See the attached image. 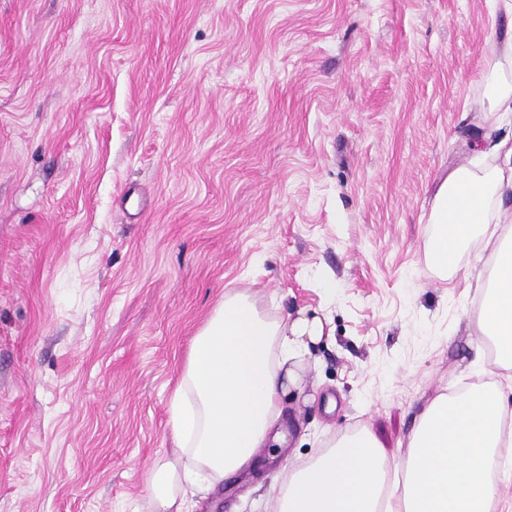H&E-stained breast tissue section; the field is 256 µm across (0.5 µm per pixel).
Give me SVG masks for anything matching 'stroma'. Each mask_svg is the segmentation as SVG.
I'll use <instances>...</instances> for the list:
<instances>
[{
	"mask_svg": "<svg viewBox=\"0 0 512 512\" xmlns=\"http://www.w3.org/2000/svg\"><path fill=\"white\" fill-rule=\"evenodd\" d=\"M503 0H0V512H140L170 395L228 292L327 317L285 451L203 512H266L365 426L396 462L483 373L480 241L440 274L441 175L512 123ZM501 56H495L483 75L484 95L494 110L512 112V82L503 78Z\"/></svg>",
	"mask_w": 512,
	"mask_h": 512,
	"instance_id": "obj_1",
	"label": "stroma"
}]
</instances>
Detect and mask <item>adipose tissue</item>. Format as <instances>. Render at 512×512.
Here are the masks:
<instances>
[{
	"mask_svg": "<svg viewBox=\"0 0 512 512\" xmlns=\"http://www.w3.org/2000/svg\"><path fill=\"white\" fill-rule=\"evenodd\" d=\"M496 165L452 169L440 183L429 221L428 261L454 266L476 234L492 243L488 274L471 281L483 295L480 334L500 355L490 382L437 395L409 437L401 491H385L391 461L369 428L334 438L317 456L287 470L267 512H512L502 490L512 485V421L496 381L512 369V228L491 230L493 203L512 196V141L494 143ZM318 315L273 313L250 296L228 293L194 336L170 398L177 451L149 475L150 512H195L225 479L248 469L257 449L282 446L283 399L302 389L312 345L325 333Z\"/></svg>",
	"mask_w": 512,
	"mask_h": 512,
	"instance_id": "1",
	"label": "adipose tissue"
}]
</instances>
